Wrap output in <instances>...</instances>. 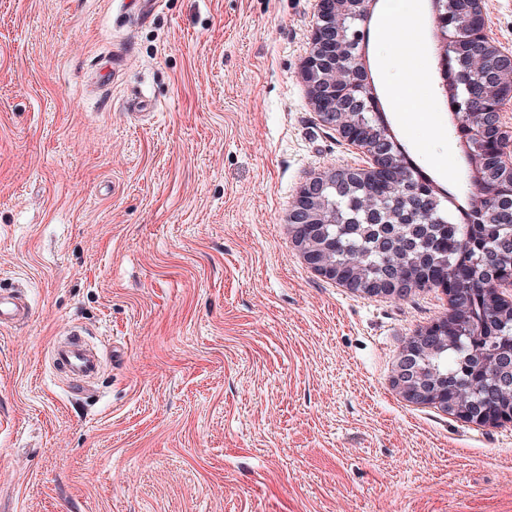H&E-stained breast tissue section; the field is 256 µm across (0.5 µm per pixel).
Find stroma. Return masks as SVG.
<instances>
[{
	"label": "stroma",
	"instance_id": "stroma-1",
	"mask_svg": "<svg viewBox=\"0 0 512 512\" xmlns=\"http://www.w3.org/2000/svg\"><path fill=\"white\" fill-rule=\"evenodd\" d=\"M317 0H0V512H512V422L479 426L393 385L439 288L369 297L301 258L313 175L367 166L301 78ZM420 43L360 54L393 137L468 203L432 0ZM512 51V0H484ZM120 61L109 80L100 67ZM437 122L383 94L415 71ZM103 369L52 361L67 329ZM29 314V306L17 288L0 289V327L23 322Z\"/></svg>",
	"mask_w": 512,
	"mask_h": 512
}]
</instances>
